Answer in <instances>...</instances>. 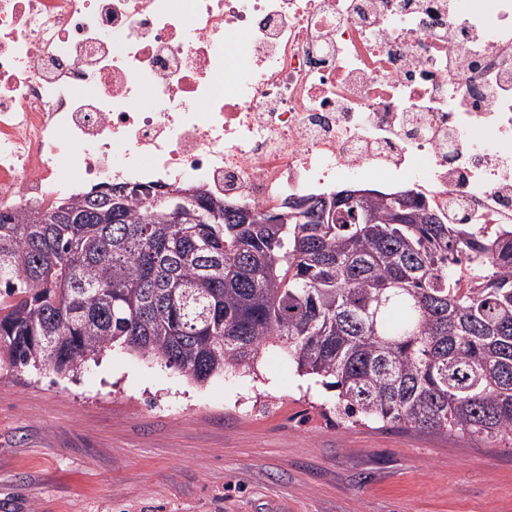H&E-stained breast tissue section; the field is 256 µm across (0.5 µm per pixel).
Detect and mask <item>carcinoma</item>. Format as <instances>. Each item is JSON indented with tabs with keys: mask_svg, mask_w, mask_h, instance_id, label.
Listing matches in <instances>:
<instances>
[{
	"mask_svg": "<svg viewBox=\"0 0 512 512\" xmlns=\"http://www.w3.org/2000/svg\"><path fill=\"white\" fill-rule=\"evenodd\" d=\"M153 187L0 214V366L76 371L115 346L204 382L271 347L358 421L512 436V229L414 194H303L287 220L200 192L163 224Z\"/></svg>",
	"mask_w": 512,
	"mask_h": 512,
	"instance_id": "cac0c4a2",
	"label": "carcinoma"
}]
</instances>
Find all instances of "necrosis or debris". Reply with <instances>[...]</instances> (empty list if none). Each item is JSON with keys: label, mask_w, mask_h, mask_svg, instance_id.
<instances>
[{"label": "necrosis or debris", "mask_w": 512, "mask_h": 512, "mask_svg": "<svg viewBox=\"0 0 512 512\" xmlns=\"http://www.w3.org/2000/svg\"><path fill=\"white\" fill-rule=\"evenodd\" d=\"M368 175L512 225V0H0V212Z\"/></svg>", "instance_id": "necrosis-or-debris-1"}]
</instances>
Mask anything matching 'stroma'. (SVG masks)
<instances>
[{"label": "stroma", "instance_id": "obj_1", "mask_svg": "<svg viewBox=\"0 0 512 512\" xmlns=\"http://www.w3.org/2000/svg\"><path fill=\"white\" fill-rule=\"evenodd\" d=\"M0 512H512V441L350 422L274 351L198 383L116 346L0 369Z\"/></svg>", "mask_w": 512, "mask_h": 512}]
</instances>
